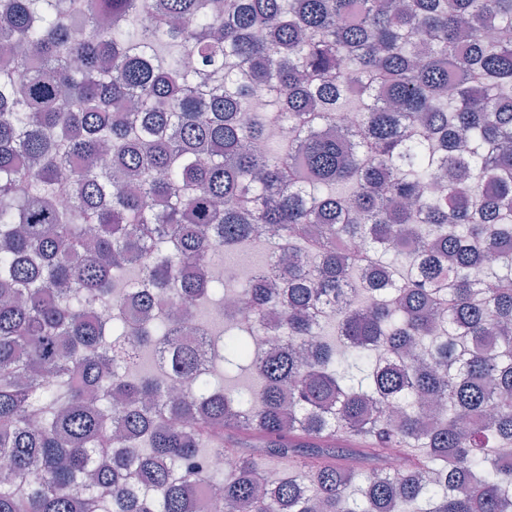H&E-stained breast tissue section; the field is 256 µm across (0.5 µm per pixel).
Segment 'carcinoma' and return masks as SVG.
<instances>
[{
  "instance_id": "1",
  "label": "carcinoma",
  "mask_w": 512,
  "mask_h": 512,
  "mask_svg": "<svg viewBox=\"0 0 512 512\" xmlns=\"http://www.w3.org/2000/svg\"><path fill=\"white\" fill-rule=\"evenodd\" d=\"M505 32L512 0H0V512H512ZM129 272L145 313L235 296L247 389L186 345L188 393L141 372L173 327L93 313ZM223 257L224 262L230 267H236L239 265H250L254 267L263 264L266 257V251L263 248H257L247 252L236 251L232 253H225Z\"/></svg>"
}]
</instances>
